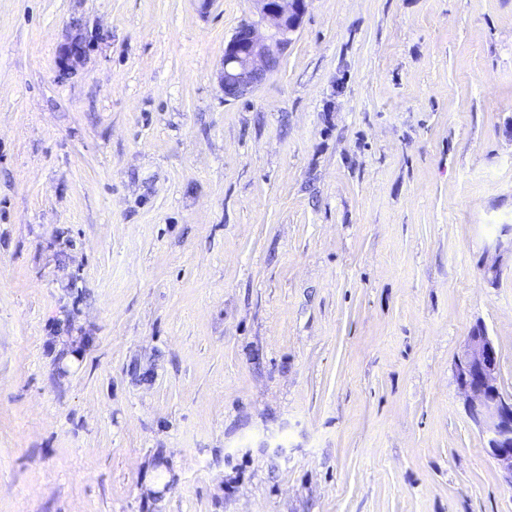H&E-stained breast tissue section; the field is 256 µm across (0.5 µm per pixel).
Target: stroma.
Masks as SVG:
<instances>
[{
  "instance_id": "obj_1",
  "label": "stroma",
  "mask_w": 512,
  "mask_h": 512,
  "mask_svg": "<svg viewBox=\"0 0 512 512\" xmlns=\"http://www.w3.org/2000/svg\"><path fill=\"white\" fill-rule=\"evenodd\" d=\"M251 11L0 0V512H512V0ZM252 17L224 44L220 84L224 97L243 98L274 73L298 32L309 0H252ZM454 368L469 416L484 434L505 483L512 487V394L499 385L497 346L483 327L472 329Z\"/></svg>"
}]
</instances>
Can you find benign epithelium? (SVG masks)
<instances>
[{"label":"benign epithelium","mask_w":512,"mask_h":512,"mask_svg":"<svg viewBox=\"0 0 512 512\" xmlns=\"http://www.w3.org/2000/svg\"><path fill=\"white\" fill-rule=\"evenodd\" d=\"M252 17L224 44V97L243 98L274 73L298 32L310 0H252ZM497 346L481 326L472 329L455 360V377L471 420L486 438L505 483L512 487V394L499 385Z\"/></svg>","instance_id":"1"}]
</instances>
